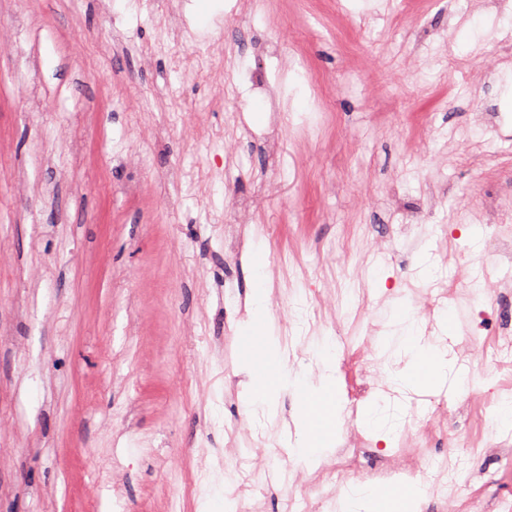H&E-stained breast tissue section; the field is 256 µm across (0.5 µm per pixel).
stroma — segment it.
Instances as JSON below:
<instances>
[{"mask_svg":"<svg viewBox=\"0 0 512 512\" xmlns=\"http://www.w3.org/2000/svg\"><path fill=\"white\" fill-rule=\"evenodd\" d=\"M0 0V512H225V471L249 462V512L309 485L301 397L247 391L243 343L263 253L289 378L318 382V347L383 359L397 309H422L447 245L438 227L512 195V68L493 51L512 15L470 0ZM223 46L222 55L209 50ZM473 70L447 67V56ZM313 273L304 362L283 299ZM491 342L507 307L460 297ZM376 325L367 335L368 325ZM373 403L421 397L394 382ZM431 389L459 411L410 430L485 512L512 499L506 426L484 412L487 363ZM478 455H468L470 447ZM204 477L185 497L181 456Z\"/></svg>","mask_w":512,"mask_h":512,"instance_id":"stroma-1","label":"stroma"}]
</instances>
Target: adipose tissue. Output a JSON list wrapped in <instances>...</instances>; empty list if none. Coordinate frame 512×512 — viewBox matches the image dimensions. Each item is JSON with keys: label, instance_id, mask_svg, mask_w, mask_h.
<instances>
[{"label": "adipose tissue", "instance_id": "ef3b65f1", "mask_svg": "<svg viewBox=\"0 0 512 512\" xmlns=\"http://www.w3.org/2000/svg\"><path fill=\"white\" fill-rule=\"evenodd\" d=\"M393 324L408 358L399 375L400 380L427 388L443 383L447 377L448 361L441 350L417 342L415 319L404 311L396 315ZM319 355L325 369L320 384L315 385L306 381L297 384L306 407L299 416L302 436L296 452L305 457L315 456L320 450L327 448L335 438L340 424L335 383L330 372L336 353L331 345L326 344L320 348Z\"/></svg>", "mask_w": 512, "mask_h": 512}]
</instances>
